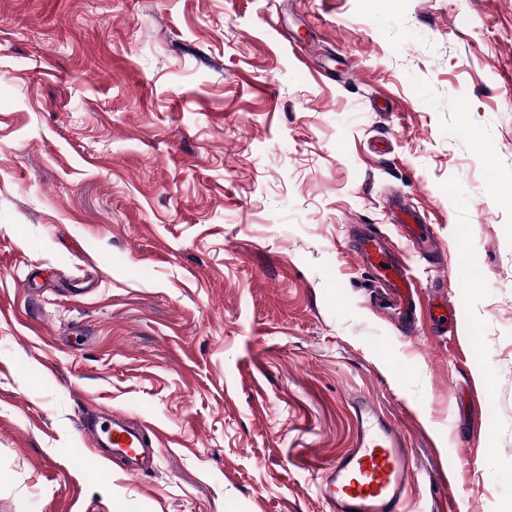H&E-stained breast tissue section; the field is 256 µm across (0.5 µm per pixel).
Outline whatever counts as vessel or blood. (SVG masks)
Masks as SVG:
<instances>
[{"instance_id":"1","label":"vessel or blood","mask_w":512,"mask_h":512,"mask_svg":"<svg viewBox=\"0 0 512 512\" xmlns=\"http://www.w3.org/2000/svg\"><path fill=\"white\" fill-rule=\"evenodd\" d=\"M395 207L415 252L426 258L439 255L443 245L418 213L400 200ZM357 253L375 275L389 282V293L376 297L375 303L393 310L402 328L416 329L418 308L430 313L445 299L441 289L420 296L408 264L394 259L378 235L365 236ZM351 408L356 440L352 448L322 468V496L330 512H403L407 491L415 480L405 432L371 397L353 398ZM80 429L92 453L125 460L127 472L133 475L144 472L157 453L155 441L148 438L150 430L142 423L115 417L93 422L84 417Z\"/></svg>"}]
</instances>
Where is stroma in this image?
I'll return each instance as SVG.
<instances>
[{
	"instance_id": "35a3bbf8",
	"label": "stroma",
	"mask_w": 512,
	"mask_h": 512,
	"mask_svg": "<svg viewBox=\"0 0 512 512\" xmlns=\"http://www.w3.org/2000/svg\"><path fill=\"white\" fill-rule=\"evenodd\" d=\"M374 231L451 334L372 307ZM359 394L411 499L512 512V0H0V512H329ZM395 207L402 215L400 223L407 230L404 238L412 245L415 252L424 258H433L439 255L443 244L430 232L427 224H421L418 213L408 209L401 200L395 202ZM80 429L94 455L107 460L124 458L125 470L132 475L144 472L157 453L156 441L150 439L149 433L157 437L143 423L129 424L114 416L92 422L82 416Z\"/></svg>"
}]
</instances>
